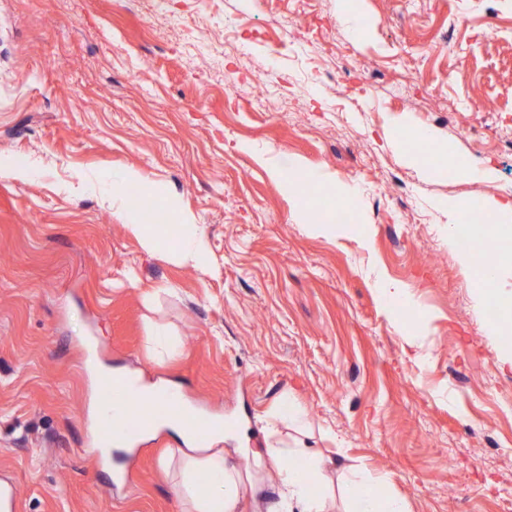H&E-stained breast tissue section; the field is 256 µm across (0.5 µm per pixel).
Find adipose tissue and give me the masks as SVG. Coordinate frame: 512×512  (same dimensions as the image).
<instances>
[{
	"instance_id": "1",
	"label": "adipose tissue",
	"mask_w": 512,
	"mask_h": 512,
	"mask_svg": "<svg viewBox=\"0 0 512 512\" xmlns=\"http://www.w3.org/2000/svg\"><path fill=\"white\" fill-rule=\"evenodd\" d=\"M133 230L145 247L162 258L202 263L203 233L195 224H181L170 235L164 225L137 224ZM224 440L223 428H216L210 441L216 451L188 456L182 494L193 502L195 512H236L243 487L240 469L230 463L218 448ZM256 470L275 468L281 485L282 512H327L326 481L319 452L312 448L286 450L271 446L252 456ZM203 477L207 489L197 492L196 477ZM345 508L343 512H407L405 503L396 497L380 498V479L348 467L343 471Z\"/></svg>"
}]
</instances>
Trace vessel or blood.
<instances>
[{"mask_svg":"<svg viewBox=\"0 0 512 512\" xmlns=\"http://www.w3.org/2000/svg\"><path fill=\"white\" fill-rule=\"evenodd\" d=\"M132 393V384L114 381L108 375L102 376L99 402L105 413L96 425L99 442L131 441L139 422L150 415V408L132 406Z\"/></svg>","mask_w":512,"mask_h":512,"instance_id":"b4317fda","label":"vessel or blood"}]
</instances>
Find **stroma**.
<instances>
[{"label": "stroma", "instance_id": "stroma-1", "mask_svg": "<svg viewBox=\"0 0 512 512\" xmlns=\"http://www.w3.org/2000/svg\"><path fill=\"white\" fill-rule=\"evenodd\" d=\"M0 0V483L17 512H193L168 431L103 457L90 354L181 386L223 448L317 449L409 512H512V369L441 199L512 198V0ZM500 34L487 39L484 31ZM490 182L429 174L432 146ZM205 229L162 260L124 183ZM358 221L313 227L285 180ZM409 293L389 316L382 280ZM178 344L159 358L153 328ZM305 410L295 426L289 403ZM237 512H278L275 470Z\"/></svg>", "mask_w": 512, "mask_h": 512}]
</instances>
